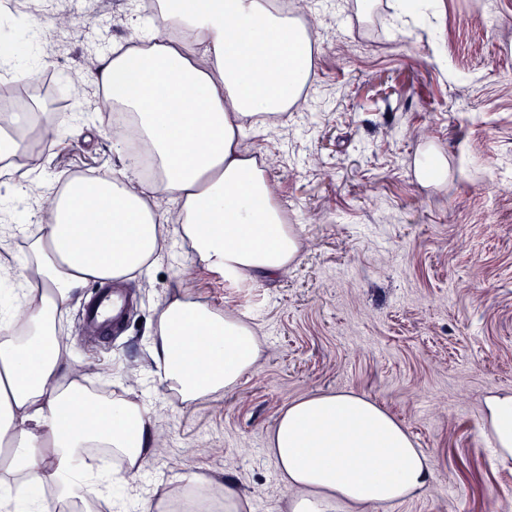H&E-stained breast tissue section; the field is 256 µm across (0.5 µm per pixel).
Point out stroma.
I'll return each instance as SVG.
<instances>
[{"label":"stroma","instance_id":"1","mask_svg":"<svg viewBox=\"0 0 512 512\" xmlns=\"http://www.w3.org/2000/svg\"><path fill=\"white\" fill-rule=\"evenodd\" d=\"M392 0L362 21L354 0H307L317 68L299 106L243 131L264 162L299 242L273 278L197 263L168 226L163 255L122 285L133 307L101 336L72 309L61 327L75 378L142 402L155 450L134 485L140 498L178 501L231 482L248 512H289L296 495L269 438L281 412L348 392L397 418L428 457L414 496L360 512H512V462L491 453L485 402L512 390V0H442L440 36L396 24ZM38 16L44 65L13 112L40 103L54 129L12 210L0 209V311L23 309L12 274L38 232L46 182L76 171L119 176L127 151L106 126L90 71L98 55L134 43L146 25L136 0H0ZM78 14L74 33L55 16ZM83 89L82 115L66 106ZM448 181L422 186L426 147ZM254 330L261 357L233 389L195 403L161 384L151 321L173 289ZM203 479L187 485L185 473Z\"/></svg>","mask_w":512,"mask_h":512}]
</instances>
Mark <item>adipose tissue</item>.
I'll use <instances>...</instances> for the list:
<instances>
[{"instance_id": "ef3b65f1", "label": "adipose tissue", "mask_w": 512, "mask_h": 512, "mask_svg": "<svg viewBox=\"0 0 512 512\" xmlns=\"http://www.w3.org/2000/svg\"><path fill=\"white\" fill-rule=\"evenodd\" d=\"M164 20L187 26L191 42L151 28L139 46L101 56L91 79L104 102L127 112L153 175L127 160L121 178L48 184L49 205L16 275L26 288L21 319L0 320V512H57L83 504L146 466L154 450L147 408L103 401L70 379L58 334L90 282L122 280L151 265L177 222L196 260L238 275L277 276L298 241L272 196L265 168L241 141L245 126L287 111L311 80L315 38L272 0H161ZM15 43L0 48L13 77L40 68L29 39L40 23L23 14ZM33 153L0 127V172L17 183L34 173ZM178 204L176 215L162 200ZM161 383L196 402L237 386L261 356L251 327L208 302L173 290L149 346ZM493 452L512 459V392L487 398ZM289 485L291 512H355L422 489L428 458L404 426L365 397L321 394L292 403L271 438ZM108 448L123 470L99 478L85 463ZM53 499L37 497L42 487Z\"/></svg>"}]
</instances>
